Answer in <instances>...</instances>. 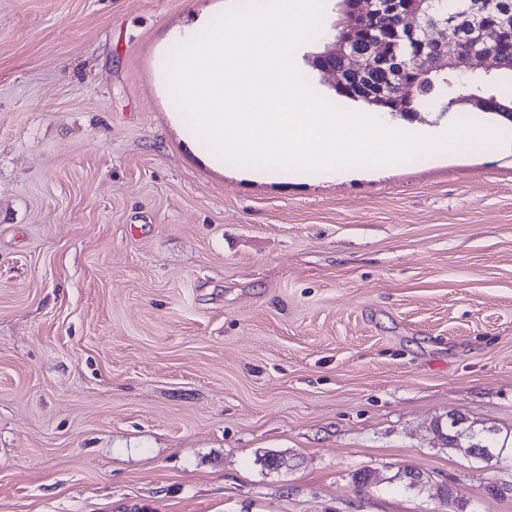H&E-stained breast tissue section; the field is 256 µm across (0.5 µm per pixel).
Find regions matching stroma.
Returning a JSON list of instances; mask_svg holds the SVG:
<instances>
[{"instance_id": "stroma-1", "label": "stroma", "mask_w": 512, "mask_h": 512, "mask_svg": "<svg viewBox=\"0 0 512 512\" xmlns=\"http://www.w3.org/2000/svg\"><path fill=\"white\" fill-rule=\"evenodd\" d=\"M215 3L0 0V512H512L433 430L512 431V152L216 172L159 88Z\"/></svg>"}]
</instances>
